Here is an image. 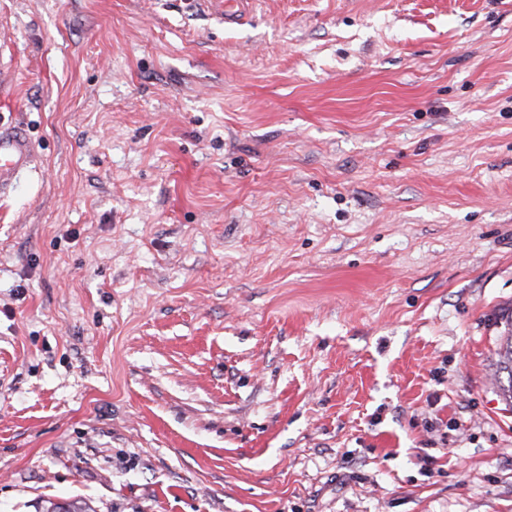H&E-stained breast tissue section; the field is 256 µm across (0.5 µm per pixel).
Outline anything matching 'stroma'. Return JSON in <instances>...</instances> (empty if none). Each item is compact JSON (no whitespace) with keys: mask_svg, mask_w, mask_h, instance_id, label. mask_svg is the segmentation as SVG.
<instances>
[{"mask_svg":"<svg viewBox=\"0 0 512 512\" xmlns=\"http://www.w3.org/2000/svg\"><path fill=\"white\" fill-rule=\"evenodd\" d=\"M0 0V512H512V0ZM33 148L19 127H0V194L15 182L19 173L30 165ZM497 356L495 376L500 383L499 389L503 399L512 405V336L500 347ZM503 374L506 376L507 385L501 384L502 377L500 375Z\"/></svg>","mask_w":512,"mask_h":512,"instance_id":"stroma-1","label":"stroma"}]
</instances>
